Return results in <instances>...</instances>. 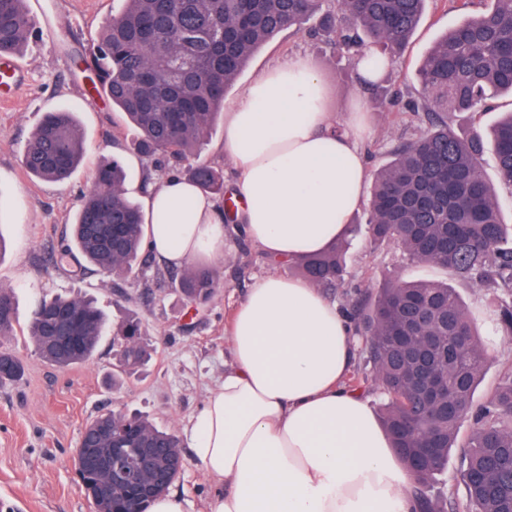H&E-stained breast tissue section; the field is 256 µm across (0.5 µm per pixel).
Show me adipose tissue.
<instances>
[{
    "label": "adipose tissue",
    "instance_id": "adipose-tissue-1",
    "mask_svg": "<svg viewBox=\"0 0 512 512\" xmlns=\"http://www.w3.org/2000/svg\"><path fill=\"white\" fill-rule=\"evenodd\" d=\"M359 113L331 120L313 64L294 55L224 114L246 235L296 259L345 236L369 177ZM150 249L181 268L224 251L221 203L179 177L146 200ZM232 365L185 434L214 492L206 512H414L411 473L366 396L350 387L358 342L311 282L269 274L236 307Z\"/></svg>",
    "mask_w": 512,
    "mask_h": 512
}]
</instances>
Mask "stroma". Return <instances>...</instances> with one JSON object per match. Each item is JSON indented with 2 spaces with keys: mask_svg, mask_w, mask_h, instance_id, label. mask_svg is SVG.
Returning a JSON list of instances; mask_svg holds the SVG:
<instances>
[{
  "mask_svg": "<svg viewBox=\"0 0 512 512\" xmlns=\"http://www.w3.org/2000/svg\"><path fill=\"white\" fill-rule=\"evenodd\" d=\"M112 0H27L34 21L27 48L17 53L24 76L9 101H0V286L13 290L19 322L5 348L24 361L22 380L0 385V512H93L75 476L72 453L87 421L107 410L140 412L160 427L182 431L199 413L216 379L230 363L227 336L234 310L254 281L273 273L297 277L291 265L271 263L249 241L237 222L224 224V253L210 260L220 286L196 317H187L168 266L153 263L148 277L100 279L83 274L79 257L65 256L79 200L92 186L106 159H121L130 197L145 201L148 167L131 147L132 135L109 102L91 96L75 55L93 49L96 33L111 13ZM484 0L461 8L455 0H429L422 21L405 51L374 88L360 86L346 58L322 38L284 31L263 46L227 90L232 106L262 72L288 56L307 57L325 91V106L335 120L353 111L364 114L368 134L362 144L369 170L389 159L400 141L423 133L411 114L390 108L395 98L414 95L416 69L448 29L479 13ZM53 110L75 112L85 132L84 158L64 184L28 176L22 155L30 133ZM347 285L332 293L340 311L363 301L371 290L400 281H448L438 268L411 262L394 244L373 246L365 234L354 238L347 254ZM466 311L487 347L490 361L476 403L491 398L506 367L512 366V336L497 323L498 298L488 288L457 284ZM89 296L106 317V332L89 362L59 368L35 353L28 316L45 297ZM134 318L146 330L150 357L124 374L113 388L119 364L117 329Z\"/></svg>",
  "mask_w": 512,
  "mask_h": 512,
  "instance_id": "35a3bbf8",
  "label": "stroma"
}]
</instances>
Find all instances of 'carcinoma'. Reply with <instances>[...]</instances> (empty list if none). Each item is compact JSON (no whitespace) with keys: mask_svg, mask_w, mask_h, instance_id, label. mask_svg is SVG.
I'll list each match as a JSON object with an SVG mask.
<instances>
[{"mask_svg":"<svg viewBox=\"0 0 512 512\" xmlns=\"http://www.w3.org/2000/svg\"><path fill=\"white\" fill-rule=\"evenodd\" d=\"M26 0H0V55L20 50L31 20ZM426 0H118L99 31L98 52L83 57L93 92L104 96L134 135L137 153L161 176H186L204 193L224 190L222 171L200 160L203 141L224 121V96L264 44L286 30H305L327 38L349 61L365 51L384 71L406 47L418 27ZM417 96L401 105L429 130L399 143L374 175L370 192L368 239L393 243L413 261L447 270L474 287L499 292L498 323L512 335V247L495 194L481 160L493 148L501 181L512 186V108L485 131L475 115L495 108L491 100L512 95V0H490L483 12L448 30L417 69ZM468 117L466 128L448 115ZM84 154V133L76 113L48 112L30 137L22 164L31 177L67 181ZM126 173L114 159L101 165L93 187L82 196L69 252L88 270L108 275L146 274L152 224L125 189ZM341 239L326 251L295 261L316 287L334 291L345 285ZM192 302L208 303L220 287L216 272L192 265L171 275ZM0 338L13 335L17 308L12 289L0 287ZM66 314L82 345L58 351L49 345V317ZM347 318L372 365L370 375L352 386L375 390L381 424L404 464L413 449L438 437L437 450L414 474L412 496L418 512H456L435 484L448 465L449 450L462 448L461 482L467 512H512V367L504 370L491 399L477 405L475 391L486 371L488 352L480 341L458 291L448 284L401 281L379 289ZM105 318L87 296L44 299L31 316L29 336L35 352L67 368L90 361L103 336ZM121 366L133 368L146 356L139 323L121 330ZM402 336H436L435 366L448 378V407L423 406L411 382L414 360ZM0 362L11 372L0 382H17L22 359L7 348ZM112 429L133 432L131 447L173 449L183 455L173 430L148 419L108 411ZM471 428L459 440L465 424Z\"/></svg>","mask_w":512,"mask_h":512,"instance_id":"carcinoma-1","label":"carcinoma"}]
</instances>
